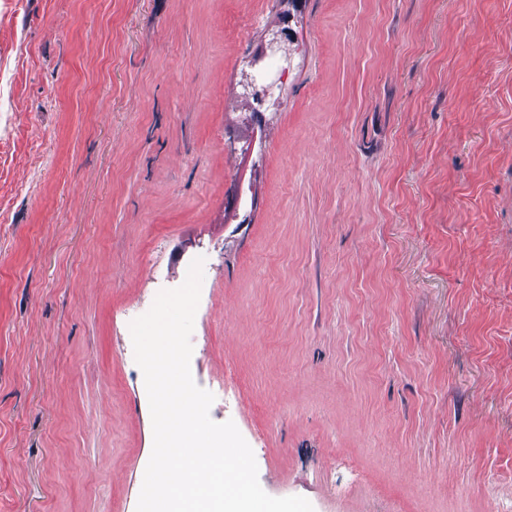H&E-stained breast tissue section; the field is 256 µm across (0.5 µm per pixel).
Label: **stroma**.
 Returning <instances> with one entry per match:
<instances>
[{
    "mask_svg": "<svg viewBox=\"0 0 512 512\" xmlns=\"http://www.w3.org/2000/svg\"><path fill=\"white\" fill-rule=\"evenodd\" d=\"M198 258L267 494L512 512V0H0V512H136Z\"/></svg>",
    "mask_w": 512,
    "mask_h": 512,
    "instance_id": "1",
    "label": "stroma"
}]
</instances>
